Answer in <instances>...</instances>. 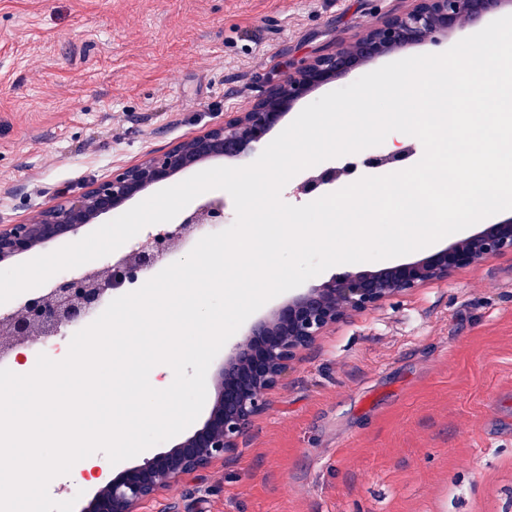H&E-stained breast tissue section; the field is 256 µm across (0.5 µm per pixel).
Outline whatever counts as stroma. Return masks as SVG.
I'll list each match as a JSON object with an SVG mask.
<instances>
[{
    "label": "stroma",
    "instance_id": "stroma-1",
    "mask_svg": "<svg viewBox=\"0 0 512 512\" xmlns=\"http://www.w3.org/2000/svg\"><path fill=\"white\" fill-rule=\"evenodd\" d=\"M414 0H0V230L250 111ZM141 512H512V254L327 330Z\"/></svg>",
    "mask_w": 512,
    "mask_h": 512
}]
</instances>
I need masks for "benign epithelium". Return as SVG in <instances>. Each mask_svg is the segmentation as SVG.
<instances>
[{"mask_svg":"<svg viewBox=\"0 0 512 512\" xmlns=\"http://www.w3.org/2000/svg\"><path fill=\"white\" fill-rule=\"evenodd\" d=\"M459 0H416L410 11L392 14L370 30L363 40V60L373 59L379 47L399 37L415 43L429 37L440 43L439 31L456 25ZM360 59L346 47L300 58L288 63V76L267 78L259 87L256 105L193 139L198 154L232 148L246 162L262 149L280 112L271 102L282 94L288 100L305 97L312 86L329 83L353 69ZM405 150L397 149L363 160L368 168L400 161ZM185 155L176 146L146 160L138 177L132 168H117L103 180L92 181L78 196L43 211L37 223L48 236L76 233L81 216L90 206L105 214L138 193L143 183H162L184 166ZM336 181V169L327 167L305 183L313 193ZM224 220V201L205 199L187 212L178 224H164L141 244L111 256L102 267L76 270L56 278L38 294L23 298L13 310L0 313V358L20 341L38 336H58L73 324L92 315L112 293V280L134 281L153 268L169 246L191 235L202 224ZM30 228L13 224L0 232V251H27ZM505 253L512 254V224H485L476 234L417 261L389 265L378 271L336 274L323 287L313 286L293 295L270 318L254 323L246 336L224 345V366L219 370L220 398L201 428L174 447L149 454L141 462L112 476L91 498L84 512H139L142 504L185 476L208 467L217 459L232 457L254 416L265 407L266 392L277 385L302 351L318 336L353 312L376 308L432 280H444L457 268Z\"/></svg>","mask_w":512,"mask_h":512,"instance_id":"1","label":"benign epithelium"}]
</instances>
